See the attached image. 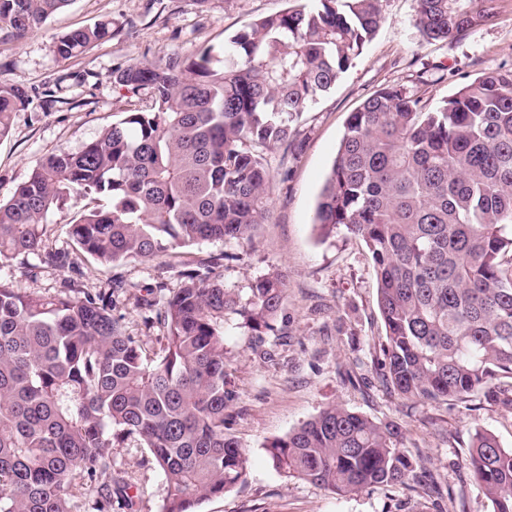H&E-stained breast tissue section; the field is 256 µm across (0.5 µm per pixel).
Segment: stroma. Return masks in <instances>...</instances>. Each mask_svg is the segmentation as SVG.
Masks as SVG:
<instances>
[{"label": "stroma", "instance_id": "35a3bbf8", "mask_svg": "<svg viewBox=\"0 0 512 512\" xmlns=\"http://www.w3.org/2000/svg\"><path fill=\"white\" fill-rule=\"evenodd\" d=\"M308 0H73L22 40L0 33V85L25 89L28 106L13 112L0 140V200L27 181L45 155L80 151L125 112L149 111L150 89L133 92L113 73L136 60L171 53L221 49L256 19L307 6ZM383 21L362 53L328 93L308 105L298 145L268 152L274 182L270 221L250 239L203 242L181 254L113 267L81 252L70 235L76 204L54 210L44 252H65L73 266L44 263L41 254L0 265V278L23 291L52 294L73 284L90 293L122 281L127 290L117 312L128 334L148 336L139 300L147 289L179 287L185 264L223 255L226 288L247 295L271 269L286 277L287 297L278 331L255 348L247 330L229 328L224 348L238 399L232 432L249 458L245 483L224 497L202 502L198 512H491L464 465L472 435L487 429L512 448V410L483 397L423 404L393 396L379 382L373 361L385 334L377 305L373 263L361 240L344 228L322 235L313 218L318 196L346 121L368 96L384 87L406 88L435 107L465 81L490 69L512 70V0H491L486 18L453 42L429 43L414 26V0H381ZM111 20L112 38L63 59L55 41L69 31ZM375 421L401 425L406 447L438 476L443 497L434 501L420 484L374 486L340 497L302 480L282 478L267 444L286 435L329 404ZM115 470L131 475L135 512H161L162 472L146 449L129 443L111 451Z\"/></svg>", "mask_w": 512, "mask_h": 512}]
</instances>
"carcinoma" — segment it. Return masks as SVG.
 <instances>
[{"mask_svg": "<svg viewBox=\"0 0 512 512\" xmlns=\"http://www.w3.org/2000/svg\"><path fill=\"white\" fill-rule=\"evenodd\" d=\"M71 0H0V31L19 40ZM379 0H314L263 17L222 53L173 55L114 72L152 90L148 112H125L78 152L40 159L0 203V264L41 250L47 217L71 199V234L102 266L154 259L203 241L247 239L269 218L265 152L296 145V122L328 92L380 26ZM488 0H415L428 42L485 17ZM112 39L102 20L56 41L63 58ZM27 93L0 86V139ZM314 223L362 240L377 276L385 341L375 371L402 399L463 402L480 392L512 409V71L491 69L432 109L386 87L350 113ZM215 258L144 318L159 347L113 314L120 283L95 295H32L0 281V512H112L132 483L110 448L149 451L167 486L161 512H197L242 484L248 457L228 432L237 398L224 324L254 341L275 330L287 284L271 270L243 299ZM274 469L346 497L410 481L438 487L403 448L395 422L332 404L267 445ZM465 465L492 505L512 512V448L478 430Z\"/></svg>", "mask_w": 512, "mask_h": 512, "instance_id": "cac0c4a2", "label": "carcinoma"}]
</instances>
